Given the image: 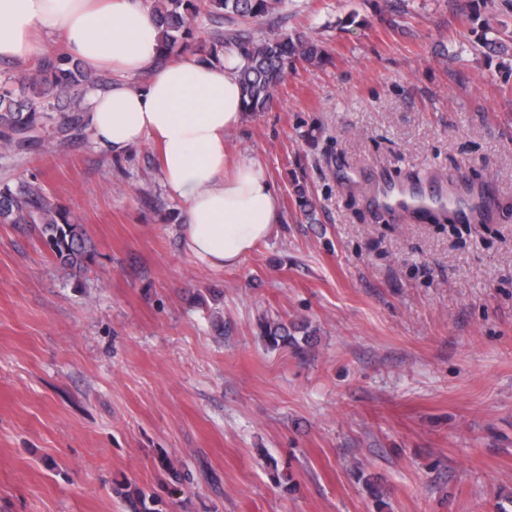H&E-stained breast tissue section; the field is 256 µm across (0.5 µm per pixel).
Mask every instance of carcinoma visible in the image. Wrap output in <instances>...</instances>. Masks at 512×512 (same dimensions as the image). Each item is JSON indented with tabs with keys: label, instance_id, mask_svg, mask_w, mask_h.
I'll return each mask as SVG.
<instances>
[{
	"label": "carcinoma",
	"instance_id": "cac0c4a2",
	"mask_svg": "<svg viewBox=\"0 0 512 512\" xmlns=\"http://www.w3.org/2000/svg\"><path fill=\"white\" fill-rule=\"evenodd\" d=\"M286 0H151V12L158 23L159 56L166 57L195 38L198 18L205 16L232 27L213 32L201 60H218L234 55L239 64L236 75L241 87L244 112L265 111L277 86L296 63H317L325 50L317 42L300 35L257 38L237 27V23H258L281 11ZM100 78L83 69L67 53L46 54L39 58L24 79L0 81V149L18 153L28 149L49 114L62 112L58 132L66 139L76 138L86 129L87 94L99 86ZM0 223L35 224L59 269L70 274L88 267L90 254L85 247L86 230L72 223L34 185L22 183L16 189L0 188ZM260 335L277 348L302 349L310 332L300 325L260 321ZM300 330L298 338L294 331Z\"/></svg>",
	"mask_w": 512,
	"mask_h": 512
}]
</instances>
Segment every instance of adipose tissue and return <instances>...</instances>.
<instances>
[{"instance_id": "obj_1", "label": "adipose tissue", "mask_w": 512, "mask_h": 512, "mask_svg": "<svg viewBox=\"0 0 512 512\" xmlns=\"http://www.w3.org/2000/svg\"><path fill=\"white\" fill-rule=\"evenodd\" d=\"M55 35L90 65L149 72L145 83L89 93L90 136L115 157L157 145L186 251L216 269L241 263L282 214L259 160L227 163L225 135L244 117L236 59L202 62L188 52L158 66V29L144 0H0V58H27Z\"/></svg>"}]
</instances>
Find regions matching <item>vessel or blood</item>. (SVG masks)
Listing matches in <instances>:
<instances>
[{
    "label": "vessel or blood",
    "mask_w": 512,
    "mask_h": 512,
    "mask_svg": "<svg viewBox=\"0 0 512 512\" xmlns=\"http://www.w3.org/2000/svg\"><path fill=\"white\" fill-rule=\"evenodd\" d=\"M372 197L377 206L389 213L413 219L422 214L440 218L465 215L468 223L483 224L488 220L483 189L472 188L458 191L455 187L444 186L434 193L424 190L380 182L373 186Z\"/></svg>",
    "instance_id": "obj_1"
}]
</instances>
